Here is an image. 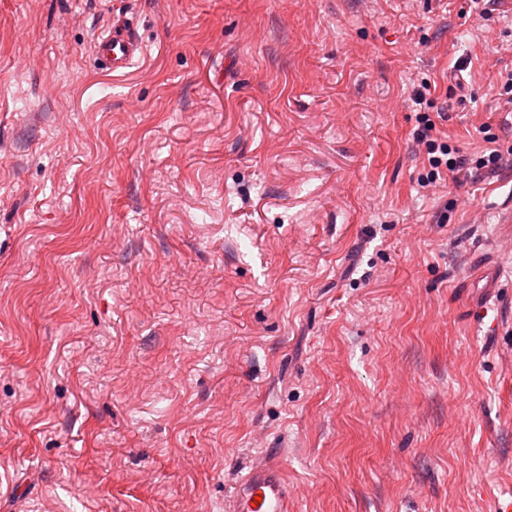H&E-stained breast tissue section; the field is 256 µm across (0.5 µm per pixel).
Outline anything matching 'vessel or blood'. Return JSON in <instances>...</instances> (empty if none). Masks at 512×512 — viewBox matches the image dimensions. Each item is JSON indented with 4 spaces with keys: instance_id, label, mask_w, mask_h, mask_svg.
Segmentation results:
<instances>
[{
    "instance_id": "b4317fda",
    "label": "vessel or blood",
    "mask_w": 512,
    "mask_h": 512,
    "mask_svg": "<svg viewBox=\"0 0 512 512\" xmlns=\"http://www.w3.org/2000/svg\"><path fill=\"white\" fill-rule=\"evenodd\" d=\"M145 53L129 20H117L97 35L92 55L103 68L125 73ZM225 512H295L288 481L276 455L252 461L224 499Z\"/></svg>"
}]
</instances>
